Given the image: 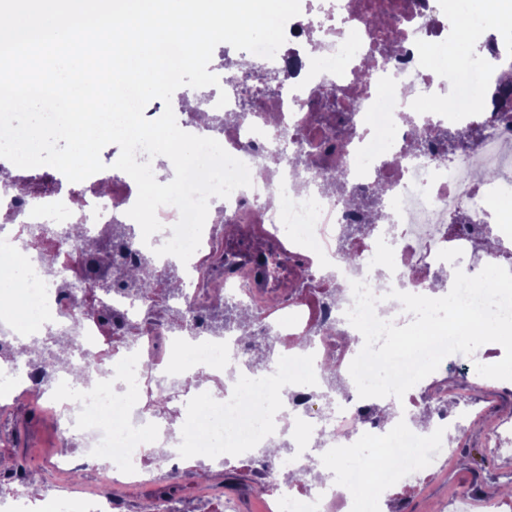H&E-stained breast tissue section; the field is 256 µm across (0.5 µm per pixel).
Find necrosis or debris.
Returning <instances> with one entry per match:
<instances>
[{
	"instance_id": "necrosis-or-debris-1",
	"label": "necrosis or debris",
	"mask_w": 512,
	"mask_h": 512,
	"mask_svg": "<svg viewBox=\"0 0 512 512\" xmlns=\"http://www.w3.org/2000/svg\"><path fill=\"white\" fill-rule=\"evenodd\" d=\"M285 32L274 58L247 56L273 91L242 97V76L228 67L227 105L212 92L180 118L195 135L218 136L253 174L251 186L210 199L202 246L235 227L234 242L280 251L287 267L301 260L317 302L292 290L269 296L250 255H235L230 272L222 255L203 267L156 255L141 232L123 235L134 180L113 178L106 190L99 172L68 190L60 174L36 185L0 168V263L28 283H0V375L72 434L73 451H56L53 470L94 465L107 482L71 497L69 512H126L112 486L148 483L155 470L177 472L190 459L234 470L287 427L284 464L301 478L272 486L273 512H358L349 495L357 487L370 512H384L388 489L435 471L451 453L449 433L474 419L469 400L448 411V393L430 375L405 394L398 420L366 424L364 410L379 401L359 397L349 373L358 351L340 339L352 328V282L379 298L394 289L423 295L453 282L460 255L471 258L470 276L491 263L512 271V92L503 91L512 29L491 25L466 0H305ZM442 43L448 58L437 68L428 49ZM320 54L334 58L333 69L317 65ZM452 138L463 147L450 153ZM104 250L128 266L150 259L160 285L177 275L179 319H157L158 299L133 297L121 273L96 272L92 254ZM221 304L253 312L287 364L267 376L250 368L245 347L211 328ZM57 336L70 337L68 362L83 370L82 384L66 371L48 386L35 381L31 346ZM228 348L245 375L220 386L215 410L201 411L206 387L190 372L222 373ZM328 361L349 387L324 415L312 400ZM423 400L437 411L419 429ZM201 428L210 436L203 446L195 443ZM148 440L168 455L146 456ZM339 456L347 459L340 478L304 480L314 463Z\"/></svg>"
}]
</instances>
